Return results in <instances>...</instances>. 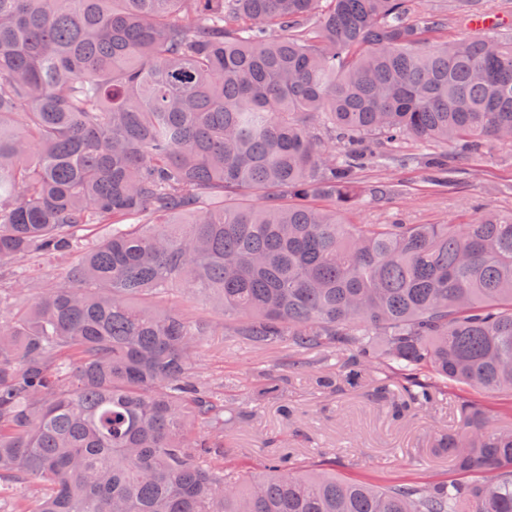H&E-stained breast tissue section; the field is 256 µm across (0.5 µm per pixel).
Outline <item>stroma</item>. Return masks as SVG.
Returning a JSON list of instances; mask_svg holds the SVG:
<instances>
[{
  "instance_id": "obj_1",
  "label": "stroma",
  "mask_w": 512,
  "mask_h": 512,
  "mask_svg": "<svg viewBox=\"0 0 512 512\" xmlns=\"http://www.w3.org/2000/svg\"><path fill=\"white\" fill-rule=\"evenodd\" d=\"M429 151L428 144L411 139L403 145L407 163L386 160L361 173L362 185L394 182L404 184L405 190L389 200L365 198L351 214V223L388 224L397 219L405 224H445L468 218L479 205L512 212L511 148L489 141L479 154L449 156L456 180L444 192L425 180L421 161ZM185 309L216 326L196 355L195 371L199 380L240 408V419L224 438V451L251 467H260L272 454L286 453L293 468L330 470L378 485L448 479L455 469L447 453L432 443L458 428L461 401L482 403L492 426L512 422L507 397L486 398L453 388L436 406L392 419L377 404L370 380L320 389L315 375L323 364L321 354H305L303 367L295 369L288 349H259L224 330V316L209 298L194 296ZM274 384L279 395H266L265 387Z\"/></svg>"
}]
</instances>
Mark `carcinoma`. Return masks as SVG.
Wrapping results in <instances>:
<instances>
[{"label": "carcinoma", "instance_id": "obj_1", "mask_svg": "<svg viewBox=\"0 0 512 512\" xmlns=\"http://www.w3.org/2000/svg\"><path fill=\"white\" fill-rule=\"evenodd\" d=\"M412 0H0V479L34 512H512V427L459 405L463 478L379 486L226 455L213 293L262 348L344 355L394 415L512 392V213L349 224L365 140L512 146V36L433 44ZM343 143L330 153L323 137ZM253 197L262 199L257 205ZM493 479L468 478L478 471Z\"/></svg>", "mask_w": 512, "mask_h": 512}]
</instances>
